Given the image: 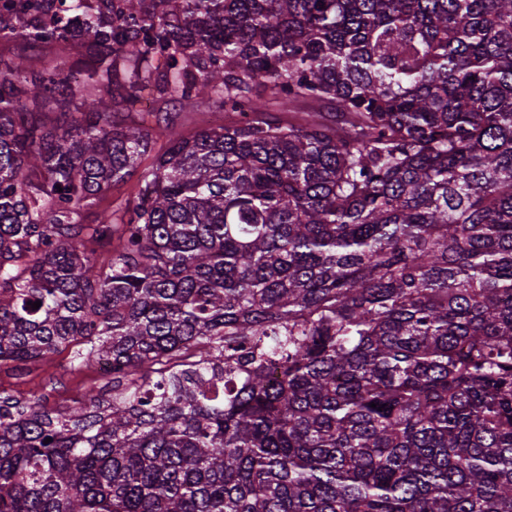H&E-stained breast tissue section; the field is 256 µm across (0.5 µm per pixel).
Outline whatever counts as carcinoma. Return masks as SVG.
<instances>
[{"label": "carcinoma", "instance_id": "1", "mask_svg": "<svg viewBox=\"0 0 512 512\" xmlns=\"http://www.w3.org/2000/svg\"><path fill=\"white\" fill-rule=\"evenodd\" d=\"M2 45L0 364L112 394L0 395V512H512V0H0ZM178 108V104L171 103L168 106V111L171 112L172 116H175V122L177 126L186 134H193L201 128L208 127L210 125L222 124L227 114L214 113L206 111L197 112H180L175 114V109ZM77 347L54 354L47 361L17 366H0V393L23 399L34 390L44 397L49 409L63 410L84 399L90 392L112 394V376L102 375L97 364L78 366L74 359Z\"/></svg>", "mask_w": 512, "mask_h": 512}]
</instances>
